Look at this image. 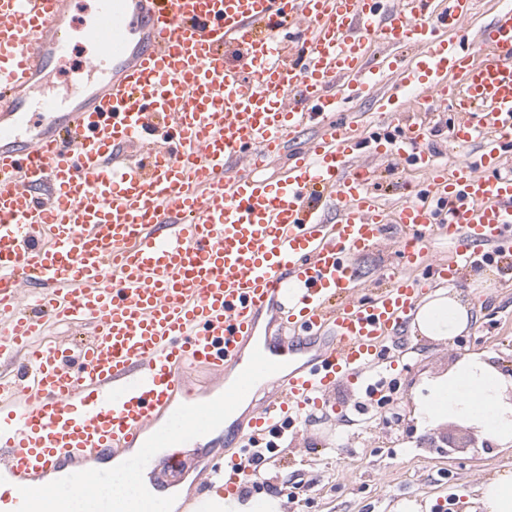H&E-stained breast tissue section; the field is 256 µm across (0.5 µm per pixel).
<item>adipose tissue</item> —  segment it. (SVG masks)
Wrapping results in <instances>:
<instances>
[{
	"instance_id": "obj_1",
	"label": "adipose tissue",
	"mask_w": 512,
	"mask_h": 512,
	"mask_svg": "<svg viewBox=\"0 0 512 512\" xmlns=\"http://www.w3.org/2000/svg\"><path fill=\"white\" fill-rule=\"evenodd\" d=\"M476 321L470 298L441 288L427 294L410 323L411 335L434 341H450L467 332ZM512 375L483 355L470 354L448 373L432 378L417 400V413L426 426L454 419L467 422L502 448L512 447V404L503 398ZM198 512H284L276 495L257 492L248 496L212 494L200 499ZM464 512H512V469L483 479Z\"/></svg>"
}]
</instances>
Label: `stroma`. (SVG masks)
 I'll return each instance as SVG.
<instances>
[{
  "mask_svg": "<svg viewBox=\"0 0 512 512\" xmlns=\"http://www.w3.org/2000/svg\"><path fill=\"white\" fill-rule=\"evenodd\" d=\"M89 45L75 40L74 50L52 70L43 91L65 95L86 81L81 69ZM424 174L387 163L378 168L374 188L387 206L406 195L407 184ZM399 262L393 234H386L369 251L355 258L364 289L382 282L383 270ZM493 277L481 282L483 269L465 271L458 288L473 291L477 321L452 342L438 343L406 336L397 366L382 364L369 383L384 388L386 399H371L364 386L340 384L311 420L286 427L277 448L264 452L259 477L251 491L269 492L285 501L286 512H392L395 503L413 499L429 512H463L462 494L497 470L512 467V448H468L464 425L448 422L422 430L413 416L414 401L426 381L442 374L465 354L480 352L512 372V256L496 257ZM460 446L445 451L443 436ZM226 437L207 446L179 451L177 461H155L151 478L165 487L189 480L178 512H193L210 493L214 468L224 461Z\"/></svg>",
  "mask_w": 512,
  "mask_h": 512,
  "instance_id": "35a3bbf8",
  "label": "stroma"
}]
</instances>
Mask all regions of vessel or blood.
Returning a JSON list of instances; mask_svg holds the SVG:
<instances>
[{"instance_id": "obj_1", "label": "vessel or blood", "mask_w": 512, "mask_h": 512, "mask_svg": "<svg viewBox=\"0 0 512 512\" xmlns=\"http://www.w3.org/2000/svg\"><path fill=\"white\" fill-rule=\"evenodd\" d=\"M72 5L0 0V360L21 361L0 380V512L28 481L156 432L175 396L192 403L187 372L242 371L271 312L298 335L263 354L310 357L268 376L227 451L229 493L256 475L254 446L379 365L429 277L456 281L512 239V0L475 40L451 36L474 0H97L89 83L32 100L70 51ZM389 73L382 111L451 104L448 139L476 156L437 164L410 123L361 159L358 122L334 115ZM390 156L428 182L397 211L400 267L368 294L352 259L386 229L370 185ZM441 240L449 262L421 272ZM50 319L93 332L45 341Z\"/></svg>"}]
</instances>
